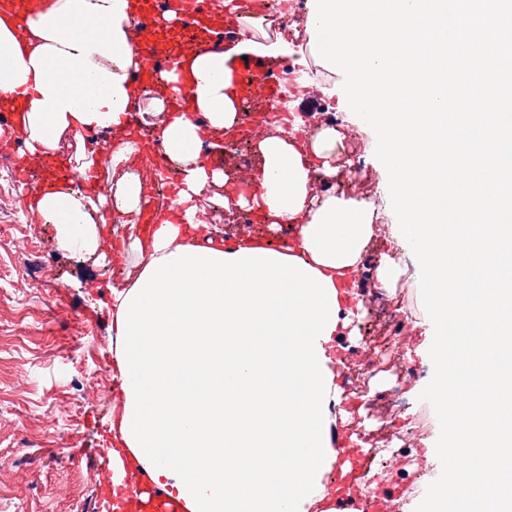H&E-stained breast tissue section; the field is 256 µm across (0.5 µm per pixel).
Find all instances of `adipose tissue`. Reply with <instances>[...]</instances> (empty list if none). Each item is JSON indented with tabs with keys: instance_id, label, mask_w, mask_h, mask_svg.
I'll use <instances>...</instances> for the list:
<instances>
[{
	"instance_id": "obj_1",
	"label": "adipose tissue",
	"mask_w": 512,
	"mask_h": 512,
	"mask_svg": "<svg viewBox=\"0 0 512 512\" xmlns=\"http://www.w3.org/2000/svg\"><path fill=\"white\" fill-rule=\"evenodd\" d=\"M133 27L129 0H35L24 14L0 12V110L21 114L15 132L29 155L53 156L64 133L93 129L121 133L113 162L138 153L124 134L140 96L131 73L143 65ZM285 47L280 38H251L199 55L190 67L192 112L156 105L154 130L182 178L151 236L132 244L144 260L138 277L112 290V371L123 395L112 458L132 452L188 512H305L326 498L322 478L335 459L334 341L355 318L337 280L360 287L375 222L373 208L346 191L315 193L316 177L336 175L335 128L308 137L298 118L254 142L256 187L233 207L265 211L273 230L294 227L292 242L198 241V201L226 181L201 148L203 134H223L237 120L226 93L232 55L274 62ZM142 201L137 178L117 181L109 197L66 182L30 210L57 226L63 249L93 253L101 247L96 212L110 202L136 212Z\"/></svg>"
}]
</instances>
